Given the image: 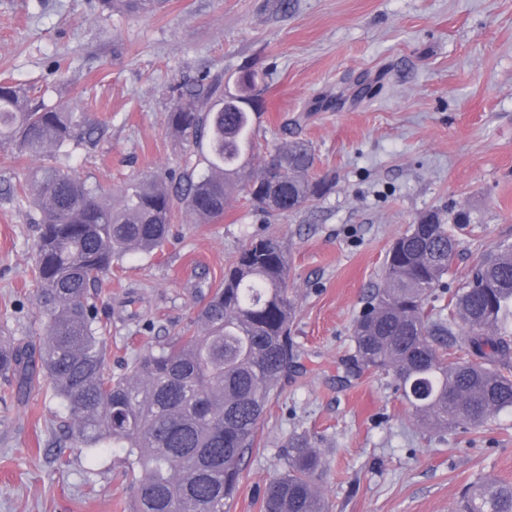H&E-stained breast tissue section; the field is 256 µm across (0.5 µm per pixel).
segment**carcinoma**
<instances>
[{"mask_svg": "<svg viewBox=\"0 0 512 512\" xmlns=\"http://www.w3.org/2000/svg\"><path fill=\"white\" fill-rule=\"evenodd\" d=\"M106 10L151 12L158 0H100ZM195 81L177 87L169 129L189 146L204 142L207 168L178 179L156 173L127 181L119 202L62 162L64 147L92 140L96 124L70 105L32 106L20 88L0 82V150L41 159L22 198L37 225L39 344L0 347V379L19 389L43 376L69 411L68 439L97 452L117 448L131 477L129 512H224L240 463L255 448L258 425L297 350L298 312L288 289V256L276 237L255 239L224 271L197 313L198 330L138 352L112 375L90 287L112 264L162 250L186 204L204 224L220 220L229 196L244 190L269 216L292 213L330 189L313 176L312 146L293 141L280 159L248 167L256 147L259 85ZM211 105L202 108L201 101ZM284 199L275 212L273 197ZM459 243L442 216L419 217L390 247L384 284L353 324L357 371L390 372L416 422L436 433L479 428L512 411V242L482 254L443 306H430ZM282 471L264 489L262 512H331L319 491L326 460L295 432ZM464 512H512V485L481 478L465 493Z\"/></svg>", "mask_w": 512, "mask_h": 512, "instance_id": "1", "label": "carcinoma"}]
</instances>
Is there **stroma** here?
I'll list each match as a JSON object with an SVG mask.
<instances>
[{
	"label": "stroma",
	"mask_w": 512,
	"mask_h": 512,
	"mask_svg": "<svg viewBox=\"0 0 512 512\" xmlns=\"http://www.w3.org/2000/svg\"><path fill=\"white\" fill-rule=\"evenodd\" d=\"M264 75L261 145L315 150L334 185L269 217L244 193L223 219L178 206L154 256L124 258L95 285L120 368L167 336H189L209 290L250 240L279 237L298 299L295 367L266 411L258 446L224 512H260L293 432L318 438L332 512H460L481 477L512 484V411L479 429L422 430L389 376L351 375L352 328L383 285L387 250L421 215L470 221L444 278L468 277L480 252L512 241V0H163L150 13H100L95 0H0V80L28 101L90 109L101 127L70 163L103 186L201 163L166 126L175 85ZM30 162L0 150V344L37 339L36 227L9 189ZM0 406V512H127L117 455L60 444L68 414L37 380Z\"/></svg>",
	"instance_id": "obj_1"
}]
</instances>
